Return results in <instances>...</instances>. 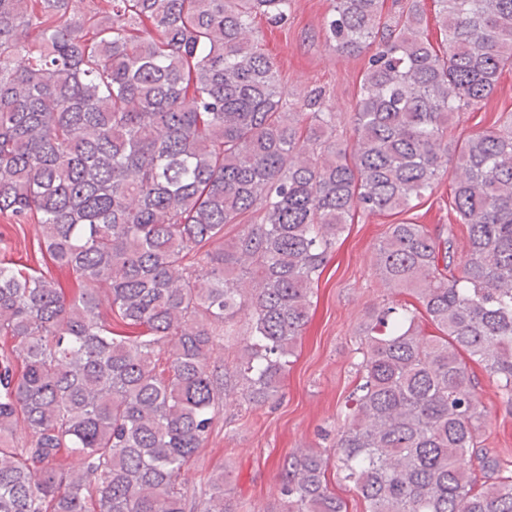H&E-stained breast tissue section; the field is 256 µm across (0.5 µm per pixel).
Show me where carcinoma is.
<instances>
[{"label":"carcinoma","mask_w":512,"mask_h":512,"mask_svg":"<svg viewBox=\"0 0 512 512\" xmlns=\"http://www.w3.org/2000/svg\"><path fill=\"white\" fill-rule=\"evenodd\" d=\"M87 2L0 0V218L41 228L36 265L0 262V512H185L223 401L216 337L248 312L241 398L279 395L354 212L432 193L448 126L512 68V0H434L441 53L420 0L389 17L384 0H333V48L370 53L349 148L322 91L286 102L249 37L291 0ZM453 156L467 250L451 226H389L376 269L416 304L370 314L347 425L288 455L278 512H347L334 465L366 512H512L472 368L511 409L512 119ZM207 487L200 512H234L224 471ZM328 479L331 491L346 502L347 512H365L364 501L353 490L352 484L344 479L341 471L331 469V472H328Z\"/></svg>","instance_id":"1"}]
</instances>
